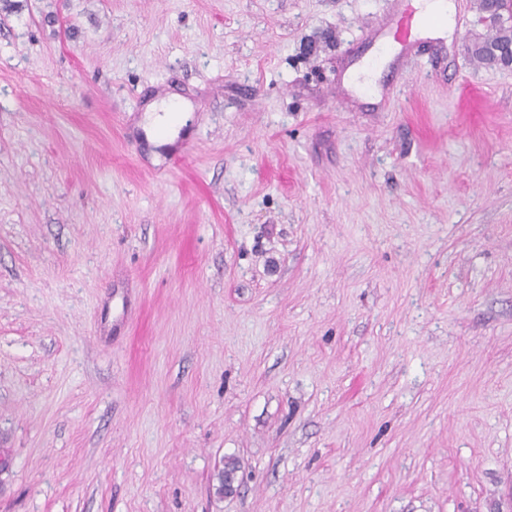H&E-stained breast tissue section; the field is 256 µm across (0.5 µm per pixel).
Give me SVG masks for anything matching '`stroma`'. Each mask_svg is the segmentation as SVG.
Wrapping results in <instances>:
<instances>
[{
    "label": "stroma",
    "instance_id": "1",
    "mask_svg": "<svg viewBox=\"0 0 512 512\" xmlns=\"http://www.w3.org/2000/svg\"><path fill=\"white\" fill-rule=\"evenodd\" d=\"M453 2L361 90L412 0H0V512H512V70ZM177 105L183 112H175ZM187 110L188 104L180 103L172 97L152 102L141 122L147 141L155 146L173 143L186 125Z\"/></svg>",
    "mask_w": 512,
    "mask_h": 512
}]
</instances>
